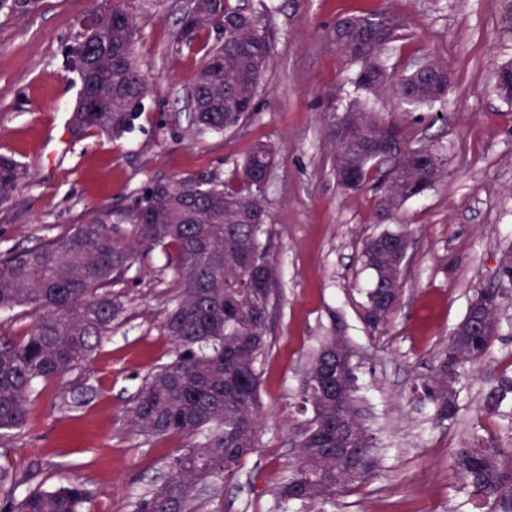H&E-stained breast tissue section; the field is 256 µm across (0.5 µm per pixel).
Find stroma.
Instances as JSON below:
<instances>
[{"label":"stroma","mask_w":512,"mask_h":512,"mask_svg":"<svg viewBox=\"0 0 512 512\" xmlns=\"http://www.w3.org/2000/svg\"><path fill=\"white\" fill-rule=\"evenodd\" d=\"M119 4L140 26L138 62L152 91L133 130L118 141L88 133L61 140L79 85L62 64L77 21ZM273 35L269 84L247 123L223 135L188 137L186 96L197 57L178 52L176 18L190 0H39L36 10H0V154L28 171L0 205V253L34 246L93 211L129 208L160 180L207 174L233 179L259 142L275 146L266 190L281 301L271 342L258 365L263 430L237 476L200 489L198 512H279L275 492L288 475L296 393L325 336L336 324L357 351L360 406L380 446L378 467L326 512H475L452 469L472 432L512 427V401L498 414L481 406L490 385L512 375V293L486 356L461 381L458 410L439 422L414 399L410 384L428 375L473 294L493 284L512 244V102L494 72L512 62V29L503 0H251ZM391 11L405 23L382 57L395 72L432 59L452 86L446 99L414 107L377 97L352 82L323 39L340 17ZM405 128L409 140L447 162L445 181L381 220L380 192H348L336 183L328 144L334 114L352 100ZM406 232L404 285L388 325L369 332L362 319L373 272L366 241L383 230ZM166 256L154 251L112 286L128 317L112 328L93 360L63 380L39 385L24 429L0 438V464L21 479L16 496L70 480L92 495L93 512H133L135 501L166 475L188 442L175 434L145 440L127 411L147 373L166 363L172 344L161 328L175 287ZM80 398L78 407L62 398Z\"/></svg>","instance_id":"1"}]
</instances>
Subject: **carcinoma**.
Listing matches in <instances>:
<instances>
[{
    "label": "carcinoma",
    "mask_w": 512,
    "mask_h": 512,
    "mask_svg": "<svg viewBox=\"0 0 512 512\" xmlns=\"http://www.w3.org/2000/svg\"><path fill=\"white\" fill-rule=\"evenodd\" d=\"M93 28L75 27L63 68L75 75L78 99L67 124L75 135L94 132L123 138L141 115L150 84L138 65L137 18L117 4L88 14ZM403 21L390 12H365L336 20L325 34L336 55L358 67L354 84L371 93L390 92L409 104L443 98L448 70L428 62L431 74L414 70L395 75L381 61L400 37ZM213 29L224 31L218 44L201 41ZM179 50L201 55L185 114L189 134H222L241 126L255 111L267 83L273 49L270 30L248 4L231 0H191L179 18ZM497 91L512 101V62L499 68ZM349 136L330 134L334 170L342 189L359 190L382 169L380 214L394 216L406 201L447 177L443 158L415 146L399 125L383 120L358 101L335 117ZM275 152L257 144L229 183L191 175L150 185L124 212L98 210L83 223L35 247L15 248L0 257V313L30 319L16 340L0 337V437L25 427L32 396L42 383L61 380L91 360L112 324L127 307L112 296L123 279L150 252L167 253L177 283L169 299L163 331L174 345L168 362L148 373L133 405L130 426L147 440L172 434L190 442L167 462L166 480L141 498L135 512H197L198 489L234 476L258 448L261 431L259 359L268 348L272 312L279 301V269L270 253V225L264 187ZM26 172L12 156L0 154V204L11 200ZM402 231L385 230L362 252L374 271L364 305V321L376 331L396 303L383 304L386 289L402 286L406 255ZM485 326L478 334L460 322L451 332L431 374L414 394L440 420L454 416L461 377L485 356L500 332L502 299L488 287L478 291ZM336 336H329L302 377L298 391L305 418L294 428L313 435L295 444L289 474L276 492L280 503H298L304 512L323 506L348 490L355 477L353 448L377 465L374 437L355 420L353 406L316 382L336 366ZM512 395V376H501L485 396L493 413ZM454 469L461 487L488 504L512 505V448L493 434L475 432L458 449ZM338 493L327 492V486ZM91 494L71 481L51 489L34 488L17 499L0 497V512H90Z\"/></svg>",
    "instance_id": "cac0c4a2"
}]
</instances>
